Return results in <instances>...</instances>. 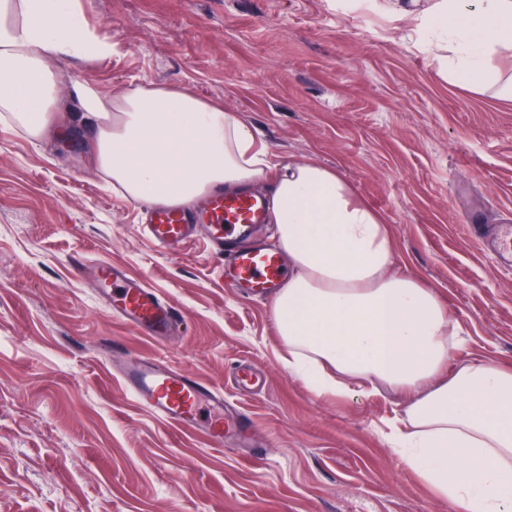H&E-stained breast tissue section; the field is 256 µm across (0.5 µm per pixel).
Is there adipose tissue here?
<instances>
[{
    "label": "adipose tissue",
    "mask_w": 512,
    "mask_h": 512,
    "mask_svg": "<svg viewBox=\"0 0 512 512\" xmlns=\"http://www.w3.org/2000/svg\"><path fill=\"white\" fill-rule=\"evenodd\" d=\"M26 18L0 22V119L38 140L63 100L96 123L94 160L113 183L152 203L192 204L221 188L267 183L270 223L292 273L273 300L288 370L317 395L402 393L392 443L406 466L456 512H512V368L471 360L447 309L416 278L392 275L384 216L334 169L280 166L240 112L191 91L146 87L111 98L66 78L64 57L100 58L79 0H0ZM452 51V78L480 87L512 48V0H432L420 16Z\"/></svg>",
    "instance_id": "adipose-tissue-1"
}]
</instances>
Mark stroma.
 Here are the masks:
<instances>
[{
  "mask_svg": "<svg viewBox=\"0 0 512 512\" xmlns=\"http://www.w3.org/2000/svg\"><path fill=\"white\" fill-rule=\"evenodd\" d=\"M112 42L60 70L119 98L176 86L242 112L281 165L335 169L386 218L392 271L434 288L459 332L455 361L512 365V270L463 212L512 216V96L452 79L416 19L371 0H82ZM78 149L0 123V512H453L390 443L404 398L320 397L289 373L272 301L228 287L205 225L173 255L145 234L142 200ZM115 263L183 314L152 341L112 318L73 259ZM160 356L222 389L253 421L235 440L186 437L114 373ZM252 362L265 383L226 377Z\"/></svg>",
  "mask_w": 512,
  "mask_h": 512,
  "instance_id": "35a3bbf8",
  "label": "stroma"
}]
</instances>
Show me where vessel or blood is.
I'll return each mask as SVG.
<instances>
[{
  "mask_svg": "<svg viewBox=\"0 0 512 512\" xmlns=\"http://www.w3.org/2000/svg\"><path fill=\"white\" fill-rule=\"evenodd\" d=\"M147 219L152 241L168 251L188 241L194 224L208 225L209 241L216 252H223L225 242L238 244L224 269L231 287L257 296L278 288L284 274L279 251L244 242L252 227L266 220V205L260 197L248 192L229 195L215 190L199 203L193 215H186L175 206L152 205ZM465 230L470 238L490 243L502 259L512 261V226L469 223ZM90 273L99 284V303L113 316L152 339L165 341L178 333L181 314L124 267L104 264ZM120 378L142 406L182 432L198 433L220 444L226 432L244 434L251 427L244 414L233 422L225 419L222 390L163 359H130Z\"/></svg>",
  "mask_w": 512,
  "mask_h": 512,
  "instance_id": "obj_1",
  "label": "vessel or blood"
}]
</instances>
